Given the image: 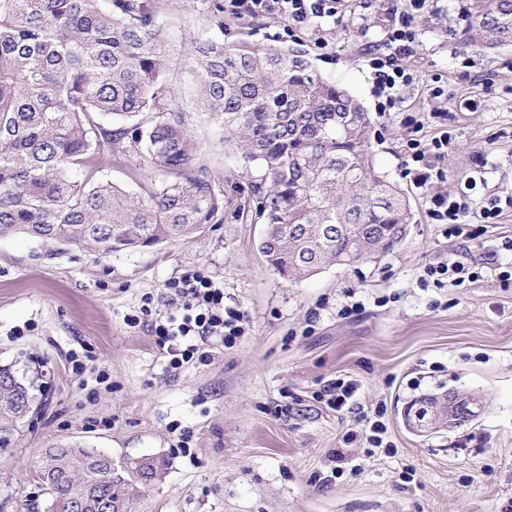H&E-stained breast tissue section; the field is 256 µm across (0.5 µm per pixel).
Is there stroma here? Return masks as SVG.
<instances>
[{
    "instance_id": "stroma-1",
    "label": "stroma",
    "mask_w": 512,
    "mask_h": 512,
    "mask_svg": "<svg viewBox=\"0 0 512 512\" xmlns=\"http://www.w3.org/2000/svg\"><path fill=\"white\" fill-rule=\"evenodd\" d=\"M354 3L341 21L293 37L278 19L228 14L224 40L304 50L323 78L360 99L375 168L413 213L402 240L301 281L280 276L260 251V172L198 117L187 55L172 53L164 82L188 112L200 164L220 176L224 221L107 256L0 238V365L33 380L40 404L0 444V512H44L37 464L63 444L116 463L167 460L129 512H502L512 500V280L500 278L512 273V209L450 238L429 218L425 193L402 177L405 116L442 107L445 122L419 133L452 138L434 191L469 190L477 207L486 194H512V46H463L467 21L455 0H438L437 13L416 18L414 53L403 61L416 79L382 112L367 51L384 35L383 4ZM155 6L177 41L216 32L206 0ZM479 171L485 184L471 185ZM102 174L137 193L163 179L118 148L104 155ZM448 260L479 262L478 280L434 283L428 267ZM195 268L223 283L225 304L248 315L250 333L230 349L213 339L206 362L173 373L150 328L127 319L146 303L155 317L179 314L164 285ZM336 378L358 380V408L327 404L322 389ZM452 394L477 399L478 416L416 425L422 399ZM364 412L384 424V447L370 449ZM339 448L348 462L338 470Z\"/></svg>"
}]
</instances>
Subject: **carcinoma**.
Wrapping results in <instances>:
<instances>
[{
    "instance_id": "carcinoma-1",
    "label": "carcinoma",
    "mask_w": 512,
    "mask_h": 512,
    "mask_svg": "<svg viewBox=\"0 0 512 512\" xmlns=\"http://www.w3.org/2000/svg\"><path fill=\"white\" fill-rule=\"evenodd\" d=\"M512 43V0H484L466 47ZM175 51L154 0H0V238L25 236L105 255L185 240L224 218L213 173L195 167L200 145L162 80ZM198 111L235 141L267 184L260 250L283 278L347 265L392 249L413 215L378 174L371 119L324 80L305 51L217 37L193 42ZM128 140L166 175L142 196L101 178L99 158ZM36 406L33 386L0 366V442ZM73 446L45 452L38 477L58 512H128L166 459L133 470L102 466Z\"/></svg>"
}]
</instances>
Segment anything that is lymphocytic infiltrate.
<instances>
[{"label": "lymphocytic infiltrate", "instance_id": "1", "mask_svg": "<svg viewBox=\"0 0 512 512\" xmlns=\"http://www.w3.org/2000/svg\"><path fill=\"white\" fill-rule=\"evenodd\" d=\"M351 0H227L226 8L236 16L272 15L285 24L287 34L302 30H314L336 23L350 12ZM412 14L398 11L396 6H387V25L382 45L375 49L369 59L374 83L385 100L381 110L395 107L403 87L410 85L414 75L402 64L411 55L415 42L412 27L414 16L432 12L435 0H410ZM405 127L411 132L405 144L403 175L415 188L429 190L434 177L440 171L434 165L435 158L448 150L447 135L425 142L417 134L424 124L421 119L407 118ZM501 200L497 196L487 198L481 208H472L467 194L431 193L428 215L445 227L446 234H462L468 219L476 218L490 224L501 213ZM168 290L180 301L182 314L168 317L154 324L153 332L159 346L165 347L172 367H181L191 360H205L203 345L209 337L220 336L225 347H233L242 336L248 335L249 323L241 310L225 305L224 288L202 269H192L178 279L169 281Z\"/></svg>", "mask_w": 512, "mask_h": 512}]
</instances>
